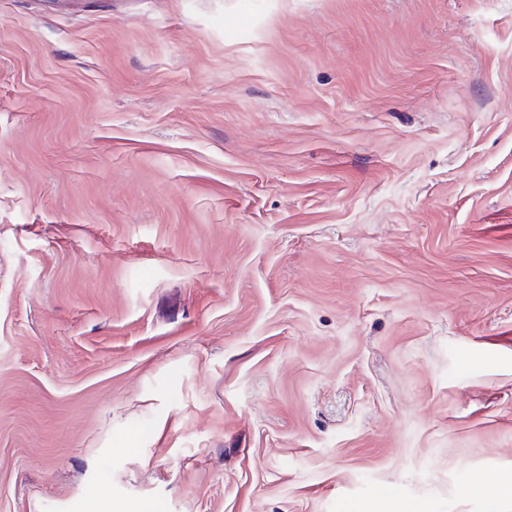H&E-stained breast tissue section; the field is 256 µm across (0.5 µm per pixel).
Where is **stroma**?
Listing matches in <instances>:
<instances>
[{
    "label": "stroma",
    "instance_id": "35a3bbf8",
    "mask_svg": "<svg viewBox=\"0 0 512 512\" xmlns=\"http://www.w3.org/2000/svg\"><path fill=\"white\" fill-rule=\"evenodd\" d=\"M510 473L512 0H0V512Z\"/></svg>",
    "mask_w": 512,
    "mask_h": 512
}]
</instances>
